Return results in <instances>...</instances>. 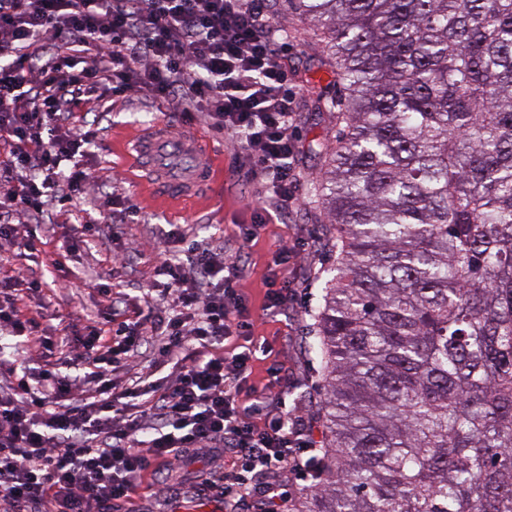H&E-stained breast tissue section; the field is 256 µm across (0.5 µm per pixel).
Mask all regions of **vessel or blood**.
Instances as JSON below:
<instances>
[{
	"mask_svg": "<svg viewBox=\"0 0 512 512\" xmlns=\"http://www.w3.org/2000/svg\"><path fill=\"white\" fill-rule=\"evenodd\" d=\"M131 148L146 160L144 181L158 194L188 198L210 184L209 160L215 148L206 139L188 137L183 131L159 123L138 133Z\"/></svg>",
	"mask_w": 512,
	"mask_h": 512,
	"instance_id": "vessel-or-blood-1",
	"label": "vessel or blood"
}]
</instances>
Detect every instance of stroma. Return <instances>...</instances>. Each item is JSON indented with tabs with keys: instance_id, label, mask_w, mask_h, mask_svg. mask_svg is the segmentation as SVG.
<instances>
[{
	"instance_id": "obj_1",
	"label": "stroma",
	"mask_w": 512,
	"mask_h": 512,
	"mask_svg": "<svg viewBox=\"0 0 512 512\" xmlns=\"http://www.w3.org/2000/svg\"><path fill=\"white\" fill-rule=\"evenodd\" d=\"M275 42L287 43L289 86L295 95L294 129L295 195L298 204L288 215L269 217L257 238L241 246L236 235L238 225L251 223L258 206L261 187L239 178L234 173L239 145L216 132L205 118H196L187 126L190 134L210 140L216 147L213 160L214 185L195 200L174 202L153 193L143 181L141 162L127 153L125 140L134 132L149 129L152 122L183 124L177 104H159L154 99L130 91L114 99L109 111L77 109L75 117L96 124L102 144L91 161V172L97 186L115 187L129 193L138 208L135 220L114 226V244L130 255V263L121 278L113 280L112 291L124 297L126 315H133L144 289L154 279L156 242L170 226L184 230L187 236L206 238L224 247L227 261L236 268L239 289L247 298L253 315L252 342L264 345L265 353L253 361L249 381L261 386L267 383V369L278 365L282 397L287 409L301 414L311 428L310 444L322 446V426L317 415L324 393L320 364L310 350L316 339L313 313L321 301V283L332 263L326 214L311 193V187L324 164L314 151L315 144L332 147L338 130L326 115L313 112L318 94L330 92V77L314 69L317 50L310 42L307 27L285 11H268ZM286 243L296 254L288 261L290 291L283 311L277 316L262 312L267 282L273 267L272 254L277 244ZM72 277L61 278L57 300L64 309L97 315L103 300L97 291L77 287L79 278L104 273L109 258L96 249H82L68 263ZM233 471L226 456L193 451L182 457L173 472L161 473V487L180 488V495L168 503V512H208L210 507H223L218 494Z\"/></svg>"
}]
</instances>
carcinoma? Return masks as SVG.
<instances>
[{"mask_svg": "<svg viewBox=\"0 0 512 512\" xmlns=\"http://www.w3.org/2000/svg\"><path fill=\"white\" fill-rule=\"evenodd\" d=\"M343 97L315 195L327 477L294 512H512V0H287Z\"/></svg>", "mask_w": 512, "mask_h": 512, "instance_id": "1", "label": "carcinoma"}]
</instances>
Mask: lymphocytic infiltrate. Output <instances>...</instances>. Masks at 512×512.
I'll return each instance as SVG.
<instances>
[{"instance_id": "lymphocytic-infiltrate-1", "label": "lymphocytic infiltrate", "mask_w": 512, "mask_h": 512, "mask_svg": "<svg viewBox=\"0 0 512 512\" xmlns=\"http://www.w3.org/2000/svg\"><path fill=\"white\" fill-rule=\"evenodd\" d=\"M135 83L235 139L272 211L295 201L294 99L259 0H0V250L44 260L0 284V335L14 343L0 357V512H137L141 491L195 448L240 464L227 501L254 487L267 512H288L268 477L311 468L306 425L286 409L268 415L276 381L248 386L253 348H225L250 324L228 317L236 276L223 248L185 247L167 231L154 294L133 321L112 304L91 318L49 304L45 268L62 269V253L108 252V282L83 281L107 297L127 266L95 221L70 225L59 254L35 226L80 205L90 178L99 130L75 124L73 109L102 108ZM147 339L172 372L113 385V366Z\"/></svg>"}]
</instances>
